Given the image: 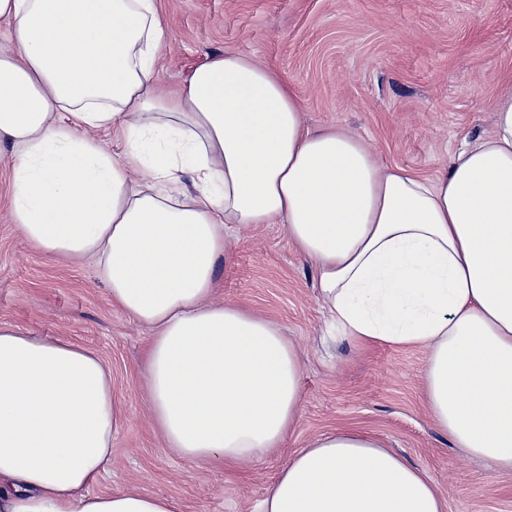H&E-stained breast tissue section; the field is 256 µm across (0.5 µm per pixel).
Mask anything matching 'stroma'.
<instances>
[{
	"mask_svg": "<svg viewBox=\"0 0 512 512\" xmlns=\"http://www.w3.org/2000/svg\"><path fill=\"white\" fill-rule=\"evenodd\" d=\"M166 43L155 70L178 91L234 53L285 78L310 129L343 126L383 163L432 178L464 138L490 135L512 84V0H157ZM11 146L0 145V325L64 339L112 374L126 421L92 493L133 490L178 512H254L290 457L321 434L360 429L423 469L447 512H512V472L456 447L430 420L423 351L363 349L332 334L315 271L279 224L233 225L217 292L260 312L302 353L301 411L281 448L243 471L190 464L162 448L142 396L145 326L113 306L90 260L42 252L9 216Z\"/></svg>",
	"mask_w": 512,
	"mask_h": 512,
	"instance_id": "stroma-1",
	"label": "stroma"
}]
</instances>
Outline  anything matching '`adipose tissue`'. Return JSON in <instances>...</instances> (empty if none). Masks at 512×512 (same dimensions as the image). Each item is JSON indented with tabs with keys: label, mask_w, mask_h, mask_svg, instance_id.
<instances>
[{
	"label": "adipose tissue",
	"mask_w": 512,
	"mask_h": 512,
	"mask_svg": "<svg viewBox=\"0 0 512 512\" xmlns=\"http://www.w3.org/2000/svg\"><path fill=\"white\" fill-rule=\"evenodd\" d=\"M0 142L10 217L44 253L91 258L153 329L146 401L190 463L249 468L300 411V355L263 315L216 301L231 224H281L332 325L427 353L426 404L452 442L512 470V90L489 137L432 179L357 135L307 129L287 82L227 54L162 93L156 0H0ZM121 133L123 155L100 132ZM191 179L196 196L177 193ZM125 421L92 353L0 327V512H177L90 495ZM257 512H446L426 474L346 429L294 453Z\"/></svg>",
	"instance_id": "adipose-tissue-1"
}]
</instances>
